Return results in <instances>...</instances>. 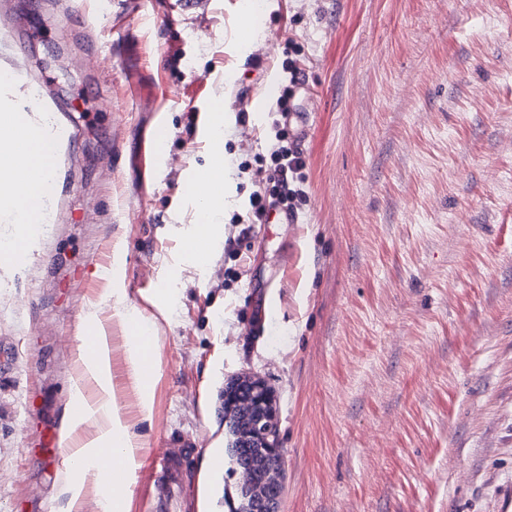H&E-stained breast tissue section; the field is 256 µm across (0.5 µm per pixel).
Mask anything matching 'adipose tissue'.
<instances>
[{
    "label": "adipose tissue",
    "instance_id": "ef3b65f1",
    "mask_svg": "<svg viewBox=\"0 0 512 512\" xmlns=\"http://www.w3.org/2000/svg\"><path fill=\"white\" fill-rule=\"evenodd\" d=\"M54 145L44 139H29L27 154L35 160L26 187L25 196H14L0 191V214L11 223H34V214L42 201V190L54 168ZM207 190L196 200L195 208L203 221L200 237L206 245L217 243L224 233L220 222L225 202V172L223 166L208 165L200 173ZM131 333L126 338L125 359L132 386L137 393V410L142 420L153 415L155 391L162 375L158 355V339L152 333L149 321L141 311L130 309L124 316ZM82 362L86 378L98 386L97 398L88 403L81 388H74L76 400L81 401L80 412L70 414L66 432H73L86 422H94L97 431L89 441L71 451L67 461L70 473L68 490L79 495L88 475L102 476L104 465L112 467V489L103 492L98 506L101 512H130L132 488L136 473L143 466L144 439L134 433L123 418L110 381L109 363L104 336H97L94 346L84 348Z\"/></svg>",
    "mask_w": 512,
    "mask_h": 512
}]
</instances>
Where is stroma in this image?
I'll use <instances>...</instances> for the list:
<instances>
[{
	"label": "stroma",
	"instance_id": "obj_1",
	"mask_svg": "<svg viewBox=\"0 0 512 512\" xmlns=\"http://www.w3.org/2000/svg\"><path fill=\"white\" fill-rule=\"evenodd\" d=\"M245 2L9 0L12 101L43 89L83 132L32 250L0 266V512L67 503L66 458L92 433L61 436L72 385L97 394L80 360L91 319L149 458L193 446L187 512H229L239 478L206 459L244 371L275 393L280 512H512V0H259L244 55ZM289 63L303 198L292 223L243 238V163L269 152ZM217 106L239 256L219 243L199 269L186 232ZM116 287L155 323L148 422Z\"/></svg>",
	"mask_w": 512,
	"mask_h": 512
}]
</instances>
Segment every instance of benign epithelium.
Returning <instances> with one entry per match:
<instances>
[{"instance_id":"benign-epithelium-1","label":"benign epithelium","mask_w":512,"mask_h":512,"mask_svg":"<svg viewBox=\"0 0 512 512\" xmlns=\"http://www.w3.org/2000/svg\"><path fill=\"white\" fill-rule=\"evenodd\" d=\"M274 392L264 379L243 374L235 393H224L225 422L240 442L230 452L240 459V483L251 512H279L284 449L278 444Z\"/></svg>"}]
</instances>
